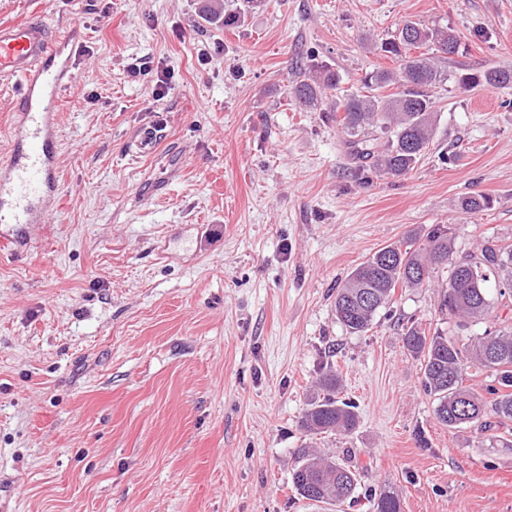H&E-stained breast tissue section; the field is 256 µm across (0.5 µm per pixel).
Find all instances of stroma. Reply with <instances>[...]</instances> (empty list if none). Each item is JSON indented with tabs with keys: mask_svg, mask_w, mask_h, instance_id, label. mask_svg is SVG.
Segmentation results:
<instances>
[{
	"mask_svg": "<svg viewBox=\"0 0 512 512\" xmlns=\"http://www.w3.org/2000/svg\"><path fill=\"white\" fill-rule=\"evenodd\" d=\"M85 42L62 97L60 198L27 252L0 256V479L11 512H512V432L438 423L404 328L512 329L491 274L489 320L438 310L446 276L400 288L364 334L333 301L368 256L448 227L455 252L512 244V88H432L439 122L408 174H362L336 126L345 94L393 68L398 25L448 26L447 72L512 68V0H265L224 28L196 0H0ZM341 81L318 111L289 90L301 63ZM149 60L152 76L133 74ZM170 72L166 85L156 73ZM158 139L135 142L144 128ZM491 207L462 213L463 197ZM335 371L359 416L305 438ZM359 460L357 499L301 498L302 444Z\"/></svg>",
	"mask_w": 512,
	"mask_h": 512,
	"instance_id": "stroma-1",
	"label": "stroma"
}]
</instances>
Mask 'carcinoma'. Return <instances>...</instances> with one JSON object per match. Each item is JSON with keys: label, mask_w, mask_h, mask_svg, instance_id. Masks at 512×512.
<instances>
[{"label": "carcinoma", "mask_w": 512, "mask_h": 512, "mask_svg": "<svg viewBox=\"0 0 512 512\" xmlns=\"http://www.w3.org/2000/svg\"><path fill=\"white\" fill-rule=\"evenodd\" d=\"M199 12L210 22L229 27L237 13L224 9V0H200ZM460 41L453 29L424 28L411 21L399 27L384 42L386 53L398 68L367 75L365 93H352L341 104L336 119L345 143L354 158L376 172L403 176L411 171L427 151L437 124L435 101L428 88L448 82L451 76L438 67L436 57L456 54ZM424 49L413 55L412 51ZM339 75L322 62L303 65L290 89L294 103L312 111L322 101L326 89L337 86ZM456 83L467 91L483 87L509 88L512 70L490 67L466 72ZM398 85L399 92L383 89ZM459 209L477 214L490 207L481 195L460 200ZM450 269L441 291L440 312L471 322L488 319L493 303L486 283L496 269L512 270V246L489 240L476 250L453 257L448 226L434 224L421 238L405 248L388 246L358 265L337 289L334 302L336 320L347 331H368L379 312L387 308L395 288H422L443 269ZM407 351L421 361L422 386L435 402V416L449 428L476 427L482 432L512 421V332L487 333L469 343L436 332L429 336L419 326L406 328ZM488 374L491 384L481 394L463 385L469 369ZM338 379L327 373L320 381L323 396L310 404L300 427L310 434L350 432L358 425L354 406L336 398ZM363 466L347 459L342 463L309 448L297 451L291 480L304 499L318 503H344L355 497ZM376 512H401L399 495L389 489L374 494Z\"/></svg>", "instance_id": "carcinoma-1"}]
</instances>
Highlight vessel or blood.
Instances as JSON below:
<instances>
[{"instance_id":"vessel-or-blood-1","label":"vessel or blood","mask_w":512,"mask_h":512,"mask_svg":"<svg viewBox=\"0 0 512 512\" xmlns=\"http://www.w3.org/2000/svg\"><path fill=\"white\" fill-rule=\"evenodd\" d=\"M83 37L78 27L52 36L41 20L0 25V79L18 86L19 120L10 154L0 164V213L10 223H48L59 198L57 127L59 103L74 83V57Z\"/></svg>"}]
</instances>
